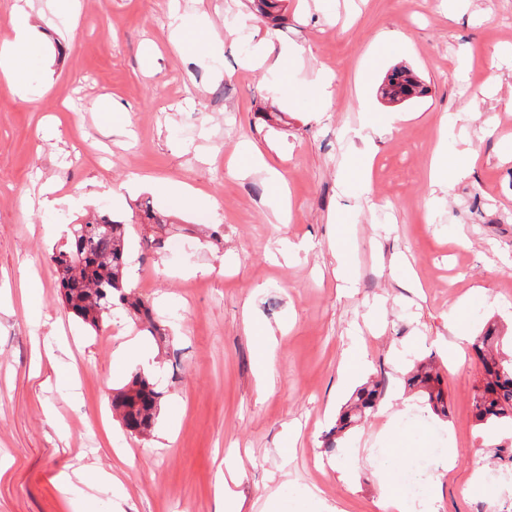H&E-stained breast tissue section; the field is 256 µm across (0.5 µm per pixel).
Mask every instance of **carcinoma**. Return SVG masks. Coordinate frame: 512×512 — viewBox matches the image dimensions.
<instances>
[{
	"instance_id": "carcinoma-1",
	"label": "carcinoma",
	"mask_w": 512,
	"mask_h": 512,
	"mask_svg": "<svg viewBox=\"0 0 512 512\" xmlns=\"http://www.w3.org/2000/svg\"><path fill=\"white\" fill-rule=\"evenodd\" d=\"M283 0H252L258 15L274 25L283 20ZM424 92L417 76L405 66H396L386 76L381 96L390 103H406ZM127 225L96 215L72 228L67 250L52 255L63 302L83 323L97 330L115 306H121L144 324L156 344L167 341L168 333L158 324L152 310L130 288H124ZM503 337L494 329L477 337L473 348L482 361L486 381L474 399L477 420L484 425L512 423V359L499 357ZM442 380L434 363H420L407 378L438 415H447ZM383 392V383L371 381L360 387L336 420L335 435L341 438L373 410ZM163 392L154 378L135 373L112 395V411L123 426L134 425L138 435L151 434L162 403Z\"/></svg>"
}]
</instances>
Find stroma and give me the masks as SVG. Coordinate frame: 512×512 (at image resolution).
I'll return each instance as SVG.
<instances>
[{"label":"stroma","mask_w":512,"mask_h":512,"mask_svg":"<svg viewBox=\"0 0 512 512\" xmlns=\"http://www.w3.org/2000/svg\"><path fill=\"white\" fill-rule=\"evenodd\" d=\"M26 9L43 32L30 94L0 74V290L11 297L0 311V460L9 466L0 512H113L107 495L81 504L60 490L57 474L81 464L112 472L133 512H215L231 462L242 512H265L273 495L283 512H299L292 485L339 512H382L379 483L406 461L404 433L415 447L435 441L456 453L444 478L426 476L433 512H472L477 487L503 496L476 475L512 449V427L476 421L483 366L468 345L449 360L448 311L474 298L470 336L495 324L512 352V0H289L275 27L247 0H77L70 11L29 0ZM201 14L197 36L213 54L198 62L173 47L169 24ZM389 31L398 40L378 49ZM264 41L305 49L283 83L245 64ZM400 65L426 93L395 106L380 87ZM322 73L333 100L314 114L295 98ZM363 98L398 118L370 146ZM107 104L127 112L124 126L105 120ZM273 108L283 118L266 122ZM482 127L491 135L477 137ZM248 144L286 180L287 223L260 177L228 172ZM440 148L464 151L471 168L444 192L430 181ZM365 149L368 183L342 193L345 159ZM46 184L51 206L39 195ZM175 184L217 209L179 207ZM143 199L173 219L161 248L139 246L151 233L135 214ZM90 210L127 224L135 292L169 332L153 362L165 388L156 433L171 429L172 448L112 416L114 389L134 373L116 353L151 336L120 309L92 329L61 301L51 255ZM336 238L346 243L342 268ZM25 273L41 284L40 327L24 303ZM249 318L274 334L263 393ZM354 342L366 363L347 382L340 369ZM428 360L441 367L444 417L402 384ZM64 366L75 385L57 380ZM370 379L385 382L380 402L327 451L340 408ZM350 452L359 462L348 484L338 468Z\"/></svg>","instance_id":"1"}]
</instances>
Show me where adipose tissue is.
Listing matches in <instances>:
<instances>
[{
    "mask_svg": "<svg viewBox=\"0 0 512 512\" xmlns=\"http://www.w3.org/2000/svg\"><path fill=\"white\" fill-rule=\"evenodd\" d=\"M14 37L11 42L0 46V72L8 76L16 91L28 93L27 69L39 46L40 32L31 21V15L24 7H16L12 17ZM302 56L298 47H274L262 43L249 55V66L266 69L275 81L287 77ZM57 482L63 492L84 497L86 491L99 494H116L117 479L111 473L101 472L93 467L81 465L72 471L61 472Z\"/></svg>",
    "mask_w": 512,
    "mask_h": 512,
    "instance_id": "obj_1",
    "label": "adipose tissue"
}]
</instances>
